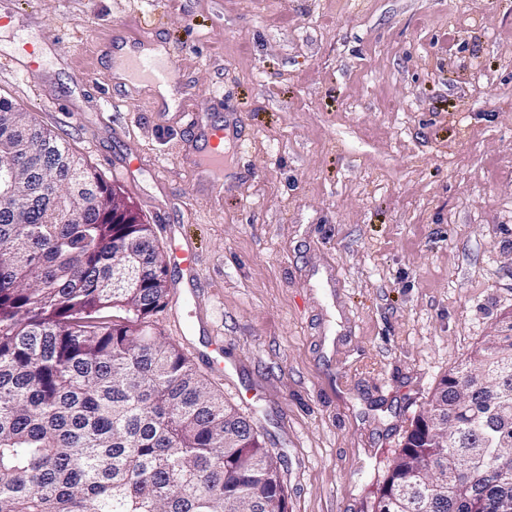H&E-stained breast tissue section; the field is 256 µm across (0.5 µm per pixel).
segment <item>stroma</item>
Masks as SVG:
<instances>
[{"label":"stroma","instance_id":"35a3bbf8","mask_svg":"<svg viewBox=\"0 0 512 512\" xmlns=\"http://www.w3.org/2000/svg\"><path fill=\"white\" fill-rule=\"evenodd\" d=\"M0 96L204 292L163 340L283 460L288 512H372L440 379L512 312V0H0ZM165 48L181 99L116 81ZM230 126L224 173L185 115ZM224 343V372L196 358ZM172 258L182 273V293L179 298L196 299L199 293V259L196 247L189 239L173 236Z\"/></svg>","mask_w":512,"mask_h":512}]
</instances>
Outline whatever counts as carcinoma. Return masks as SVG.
Listing matches in <instances>:
<instances>
[{"mask_svg": "<svg viewBox=\"0 0 512 512\" xmlns=\"http://www.w3.org/2000/svg\"><path fill=\"white\" fill-rule=\"evenodd\" d=\"M0 512H288L281 460L153 317L152 227L58 137L0 97ZM118 223H112V216ZM439 382L374 512H512V315Z\"/></svg>", "mask_w": 512, "mask_h": 512, "instance_id": "carcinoma-1", "label": "carcinoma"}]
</instances>
